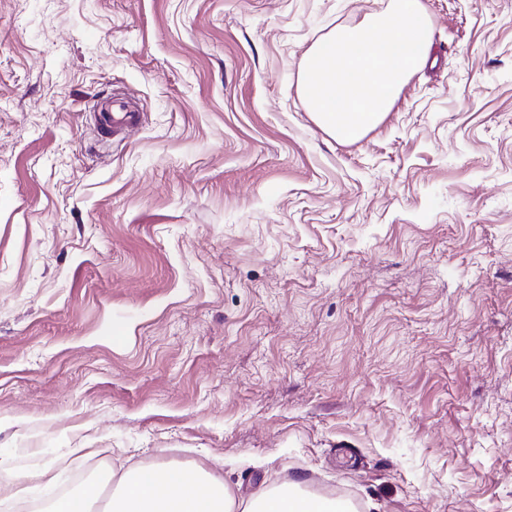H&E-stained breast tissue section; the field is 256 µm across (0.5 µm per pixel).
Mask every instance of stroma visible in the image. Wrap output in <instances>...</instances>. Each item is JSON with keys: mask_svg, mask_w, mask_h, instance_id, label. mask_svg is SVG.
<instances>
[{"mask_svg": "<svg viewBox=\"0 0 512 512\" xmlns=\"http://www.w3.org/2000/svg\"><path fill=\"white\" fill-rule=\"evenodd\" d=\"M423 2L343 143L302 58L389 0H0V478L512 512V0ZM111 91L144 121L102 146Z\"/></svg>", "mask_w": 512, "mask_h": 512, "instance_id": "obj_1", "label": "stroma"}]
</instances>
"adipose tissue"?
<instances>
[{
  "label": "adipose tissue",
  "mask_w": 512,
  "mask_h": 512,
  "mask_svg": "<svg viewBox=\"0 0 512 512\" xmlns=\"http://www.w3.org/2000/svg\"><path fill=\"white\" fill-rule=\"evenodd\" d=\"M113 491H106V484ZM315 494L291 482L237 495L223 476L198 466H139L109 473L57 499L48 512H314Z\"/></svg>",
  "instance_id": "adipose-tissue-1"
}]
</instances>
